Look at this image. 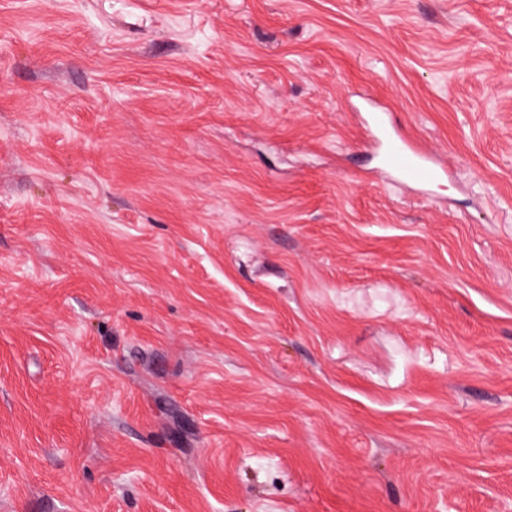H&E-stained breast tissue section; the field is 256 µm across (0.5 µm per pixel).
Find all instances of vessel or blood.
<instances>
[{
	"label": "vessel or blood",
	"instance_id": "vessel-or-blood-1",
	"mask_svg": "<svg viewBox=\"0 0 512 512\" xmlns=\"http://www.w3.org/2000/svg\"><path fill=\"white\" fill-rule=\"evenodd\" d=\"M359 124L380 159V168L393 181L431 185L446 175L422 146L400 135L374 104L358 115Z\"/></svg>",
	"mask_w": 512,
	"mask_h": 512
}]
</instances>
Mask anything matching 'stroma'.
I'll return each mask as SVG.
<instances>
[{"label":"stroma","instance_id":"1","mask_svg":"<svg viewBox=\"0 0 512 512\" xmlns=\"http://www.w3.org/2000/svg\"><path fill=\"white\" fill-rule=\"evenodd\" d=\"M0 512H512V0H0ZM386 115L381 107L370 102L365 112L357 113L365 139L380 158V169L399 183L428 186L446 177V170L433 162L431 154L400 135Z\"/></svg>","mask_w":512,"mask_h":512}]
</instances>
